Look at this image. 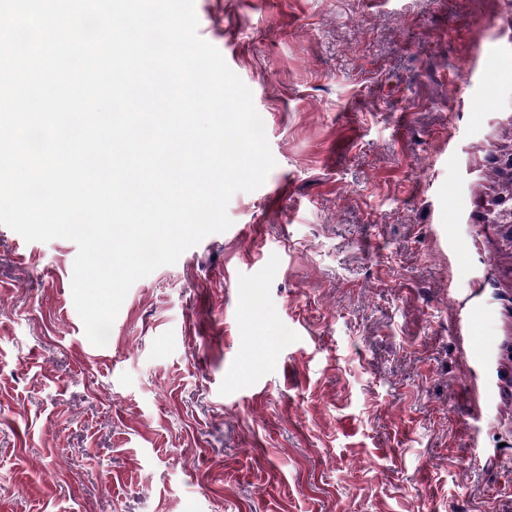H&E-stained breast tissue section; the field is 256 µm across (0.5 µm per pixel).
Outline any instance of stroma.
<instances>
[{"instance_id": "obj_1", "label": "stroma", "mask_w": 512, "mask_h": 512, "mask_svg": "<svg viewBox=\"0 0 512 512\" xmlns=\"http://www.w3.org/2000/svg\"><path fill=\"white\" fill-rule=\"evenodd\" d=\"M195 10L276 166L101 347L0 225V512H512V0ZM486 224H494L502 244L512 249V190L508 193H499L495 199L494 207L489 208Z\"/></svg>"}]
</instances>
